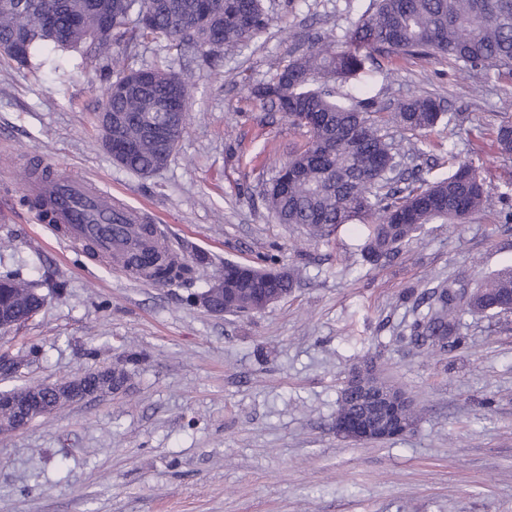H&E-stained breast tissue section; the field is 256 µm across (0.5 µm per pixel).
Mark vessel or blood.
Here are the masks:
<instances>
[{
	"instance_id": "1",
	"label": "vessel or blood",
	"mask_w": 512,
	"mask_h": 512,
	"mask_svg": "<svg viewBox=\"0 0 512 512\" xmlns=\"http://www.w3.org/2000/svg\"><path fill=\"white\" fill-rule=\"evenodd\" d=\"M24 190L36 202L37 223L54 225L69 244L96 239L98 256L106 258L139 245L138 214L114 207L111 195L88 181L40 174L26 180Z\"/></svg>"
}]
</instances>
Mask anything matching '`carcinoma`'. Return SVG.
Instances as JSON below:
<instances>
[{
  "instance_id": "1",
  "label": "carcinoma",
  "mask_w": 512,
  "mask_h": 512,
  "mask_svg": "<svg viewBox=\"0 0 512 512\" xmlns=\"http://www.w3.org/2000/svg\"><path fill=\"white\" fill-rule=\"evenodd\" d=\"M56 11L54 25L68 33L58 42L40 22L47 6ZM111 25L100 28V16ZM270 18L263 0H0V42L18 40L21 56L0 57L27 65L42 54L38 66L54 65L48 50L112 58L116 43L128 48L145 39L163 40L170 51H193L213 63L224 46L249 42L266 30ZM417 56L446 59L481 73L495 68L512 76V0H372L343 35L318 39L308 51L279 66L250 88L253 97L292 123L307 128L309 138L279 170L266 190L267 210L280 224H303L325 239L337 228L361 223L363 259L377 265L395 257L427 224H465L488 201L485 182L468 162L448 152L450 175L433 182L419 169L395 173L406 157L388 129L434 128L443 118L440 102L410 94L385 112L365 93L336 97L328 82L358 80L377 57ZM179 95L176 138L147 135L142 119ZM190 82L160 62L118 72L106 88L101 111L115 116L113 160L141 176L166 167L188 120ZM499 153L512 155V121L494 131ZM131 272L161 285H185L195 270L160 252L152 265H130ZM296 284L294 272L229 263L224 276V307L229 315L248 312L252 295L270 288L286 296ZM37 282L18 271L0 274V317L18 325L40 307ZM426 311L410 328L408 340L445 347L455 329L458 310L498 314L512 303V267L492 274L470 293L439 285L424 297ZM390 383L365 374L353 395L340 398L339 409L354 411L357 396L376 384Z\"/></svg>"
}]
</instances>
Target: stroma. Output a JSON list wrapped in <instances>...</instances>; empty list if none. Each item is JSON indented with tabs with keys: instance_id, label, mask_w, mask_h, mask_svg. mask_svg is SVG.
I'll use <instances>...</instances> for the list:
<instances>
[{
	"instance_id": "35a3bbf8",
	"label": "stroma",
	"mask_w": 512,
	"mask_h": 512,
	"mask_svg": "<svg viewBox=\"0 0 512 512\" xmlns=\"http://www.w3.org/2000/svg\"><path fill=\"white\" fill-rule=\"evenodd\" d=\"M370 0H264L268 29L209 64L164 42L128 48L130 67L167 62L191 82L190 120L168 165L147 177L116 164L97 123L111 70L63 54L58 68L0 58V273L41 282L45 305L0 330L25 358L0 392L122 366V390L96 394L0 435V512H512V313L463 314L459 345L405 340L417 296L475 286L512 265V156L490 131L512 118V77L404 56L361 80L385 106L440 99L428 132L393 129L414 164L439 176L472 162L491 205L465 224H428L396 258L365 263L353 225L327 240L278 223L264 192L305 128L249 93L317 34H342ZM51 163L163 227L197 273L157 286L67 245L23 207V174ZM297 269L292 293L245 316L188 303L225 262ZM39 355L28 359L30 348ZM371 363L420 410L405 436L355 442L333 421L349 373Z\"/></svg>"
}]
</instances>
